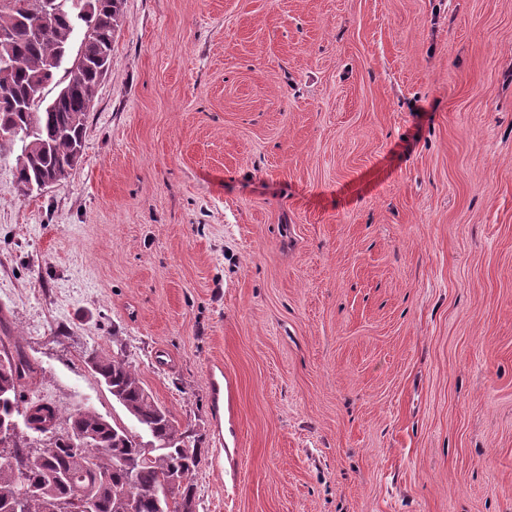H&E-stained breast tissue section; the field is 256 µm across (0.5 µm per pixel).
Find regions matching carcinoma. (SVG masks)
<instances>
[{
  "mask_svg": "<svg viewBox=\"0 0 512 512\" xmlns=\"http://www.w3.org/2000/svg\"><path fill=\"white\" fill-rule=\"evenodd\" d=\"M57 3L54 23L38 35L36 0H0V30L12 33L0 43V54L12 61L9 76L0 80V126L34 132L17 166L23 185L40 178L58 184L83 156L87 114L103 71L112 66V43L123 18L122 0H83V38L65 70V93L45 104L38 96L62 67L76 32L73 0ZM14 347L15 353L0 358V417H22L27 433L0 444V512H85L87 498L92 512H119L120 501L134 504L136 512H194L200 450L186 445L189 430L156 403L127 361L97 352L88 358L135 429L87 408L70 414L59 436L56 406L19 399V388L38 371L20 342ZM140 430L149 433L152 447L139 441ZM35 436L53 440L50 457L37 456Z\"/></svg>",
  "mask_w": 512,
  "mask_h": 512,
  "instance_id": "carcinoma-1",
  "label": "carcinoma"
}]
</instances>
